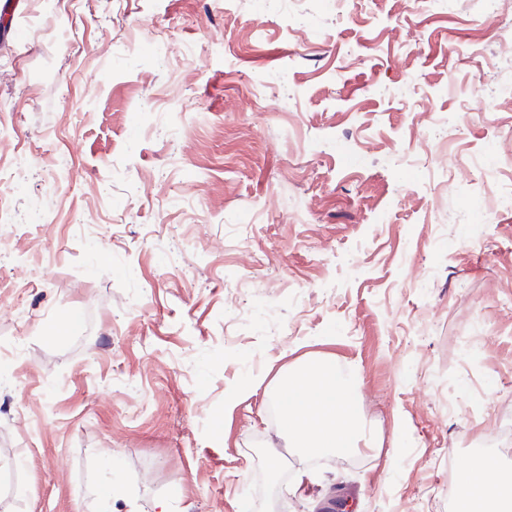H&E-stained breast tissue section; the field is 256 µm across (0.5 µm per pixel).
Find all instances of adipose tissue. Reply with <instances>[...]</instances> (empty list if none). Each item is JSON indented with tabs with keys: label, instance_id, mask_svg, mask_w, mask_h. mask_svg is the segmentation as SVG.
Here are the masks:
<instances>
[{
	"label": "adipose tissue",
	"instance_id": "obj_1",
	"mask_svg": "<svg viewBox=\"0 0 512 512\" xmlns=\"http://www.w3.org/2000/svg\"><path fill=\"white\" fill-rule=\"evenodd\" d=\"M282 436L290 448H331L353 454L372 447L359 408L358 387L326 357L296 365L277 382ZM489 458L470 460L457 484L458 512H500L512 504V481L491 480Z\"/></svg>",
	"mask_w": 512,
	"mask_h": 512
}]
</instances>
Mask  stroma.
Wrapping results in <instances>:
<instances>
[{
	"label": "stroma",
	"instance_id": "stroma-1",
	"mask_svg": "<svg viewBox=\"0 0 512 512\" xmlns=\"http://www.w3.org/2000/svg\"><path fill=\"white\" fill-rule=\"evenodd\" d=\"M510 39L512 0L0 19V512H453L470 458L512 476V172L479 175ZM322 356L375 447L271 452L274 380Z\"/></svg>",
	"mask_w": 512,
	"mask_h": 512
}]
</instances>
